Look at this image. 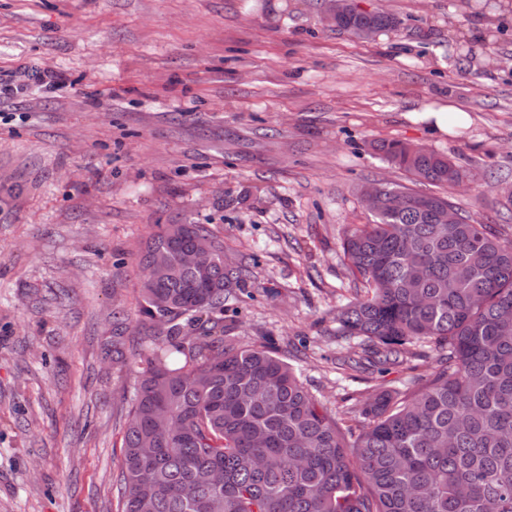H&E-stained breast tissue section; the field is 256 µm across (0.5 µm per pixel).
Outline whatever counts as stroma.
I'll return each instance as SVG.
<instances>
[{"mask_svg":"<svg viewBox=\"0 0 512 512\" xmlns=\"http://www.w3.org/2000/svg\"><path fill=\"white\" fill-rule=\"evenodd\" d=\"M399 25L369 41L327 0H0V72L66 86L0 97V512H118L136 374L138 250L155 225L210 224L250 270L225 313L286 351L329 408L438 367H352L336 333L360 186L408 173L400 140L472 173L465 214L512 225V0H364ZM465 122L431 133L420 113ZM126 339V358L112 338Z\"/></svg>","mask_w":512,"mask_h":512,"instance_id":"obj_1","label":"stroma"}]
</instances>
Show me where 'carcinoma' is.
I'll use <instances>...</instances> for the list:
<instances>
[{"mask_svg":"<svg viewBox=\"0 0 512 512\" xmlns=\"http://www.w3.org/2000/svg\"><path fill=\"white\" fill-rule=\"evenodd\" d=\"M367 22L399 24L377 11L336 29ZM377 150L433 187L465 175L421 146ZM388 190L405 196L402 210L368 207L371 222L345 231L354 287L336 332L378 364L400 365L423 342L442 354L422 385L366 402L356 434L350 410H328L277 349L229 333L224 312L247 274L224 263L213 229L158 225L139 263L160 277L141 281L136 326L162 344L135 358L121 512H512V235L465 215L440 223L445 195ZM193 238L215 243L205 275L178 264ZM214 469L218 486L205 479Z\"/></svg>","mask_w":512,"mask_h":512,"instance_id":"1","label":"carcinoma"}]
</instances>
